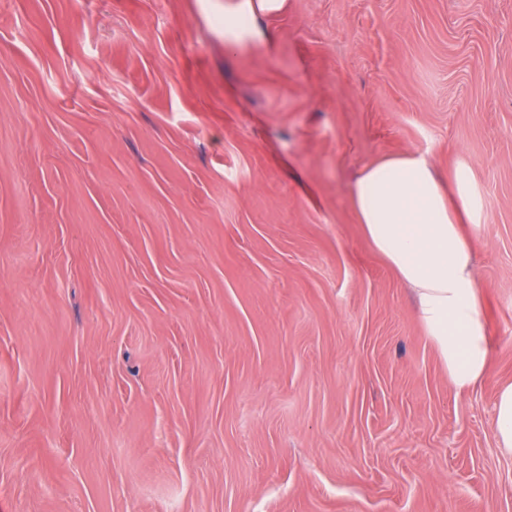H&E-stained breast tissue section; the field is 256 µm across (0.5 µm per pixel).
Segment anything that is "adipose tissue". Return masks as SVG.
Listing matches in <instances>:
<instances>
[{"instance_id":"1","label":"adipose tissue","mask_w":512,"mask_h":512,"mask_svg":"<svg viewBox=\"0 0 512 512\" xmlns=\"http://www.w3.org/2000/svg\"><path fill=\"white\" fill-rule=\"evenodd\" d=\"M352 205L365 237L410 289L426 336L457 390L484 379L491 338L465 225L481 223L469 169L439 178L426 153L377 158L357 171Z\"/></svg>"}]
</instances>
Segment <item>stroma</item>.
Listing matches in <instances>:
<instances>
[{
  "mask_svg": "<svg viewBox=\"0 0 512 512\" xmlns=\"http://www.w3.org/2000/svg\"><path fill=\"white\" fill-rule=\"evenodd\" d=\"M0 0V512H512V0ZM470 168L448 382L356 170ZM493 435L504 453L512 455V383L503 385L494 401Z\"/></svg>",
  "mask_w": 512,
  "mask_h": 512,
  "instance_id": "obj_1",
  "label": "stroma"
}]
</instances>
